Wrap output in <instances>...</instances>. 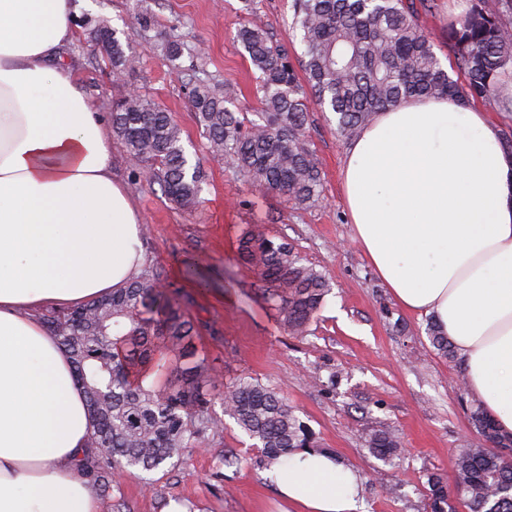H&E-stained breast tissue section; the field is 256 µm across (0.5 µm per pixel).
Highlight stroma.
Segmentation results:
<instances>
[{"label": "stroma", "mask_w": 512, "mask_h": 512, "mask_svg": "<svg viewBox=\"0 0 512 512\" xmlns=\"http://www.w3.org/2000/svg\"><path fill=\"white\" fill-rule=\"evenodd\" d=\"M73 2L77 13L122 31L138 55L135 70L114 82L93 59L84 34H77L67 58L93 106L110 115L129 88H138L174 115L188 150L205 160L202 202L185 212L133 166L120 144L112 146V174L127 185L145 225L147 265L162 271L173 297L189 299L198 349L225 378L248 377L279 388L315 444L360 474L362 512H432L428 477L436 474L446 486L454 485L453 457L472 439L470 409L477 399L462 383L460 362L432 347L428 316L402 310L354 243L341 189L346 142L320 113H311L306 140L321 170L322 199L293 208L281 195L245 182L231 164L207 160L206 140L188 107L181 71L194 64L230 80L241 111H257L255 75L235 38L247 19L242 0H150L160 25L180 23L201 50L197 61L182 58L177 69L144 40L132 0ZM258 3L274 39L296 44L292 0ZM466 6V0H435L420 18L451 73L456 67L448 53V24ZM249 225L287 238L328 280L331 292L306 335L283 330L258 291L257 275L239 260L238 238ZM192 261L212 276L213 288L201 291L183 279L181 270ZM212 412L223 421L222 433L206 438L185 464L160 477L155 490L126 477L99 512H169L174 505L181 512H282L259 463V448L225 418L221 404ZM379 431L400 438V459L384 462L370 455L367 442ZM226 454L245 458V465L224 466Z\"/></svg>", "instance_id": "stroma-1"}]
</instances>
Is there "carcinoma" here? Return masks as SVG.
Wrapping results in <instances>:
<instances>
[{"mask_svg": "<svg viewBox=\"0 0 512 512\" xmlns=\"http://www.w3.org/2000/svg\"><path fill=\"white\" fill-rule=\"evenodd\" d=\"M431 2L293 0L292 25L303 47L298 71L288 48L257 17L254 0H245L254 19L238 29L236 39L257 74V119L232 109L230 83L196 65L189 68V107L211 155L232 163L251 184L306 207L322 192L318 161L305 140L313 110L347 142L377 113L411 96L492 102L512 112V0H472L448 28V51L462 84L443 67L420 23V11L430 10ZM134 10L140 29L170 61L198 55L177 27L158 28L138 0ZM84 31L88 39L108 44L113 79L135 68L136 56L116 29L87 17ZM112 133L176 208L190 211L200 202L204 172L187 155L171 113L141 94L127 96L112 110ZM238 256L257 274L261 296L283 329L307 333L330 292L325 277L288 240L254 225L242 231ZM43 323L69 354L85 393L93 427L80 471L103 498L132 471L156 472L202 447L217 432L210 409L218 400L256 441L260 464L268 467L307 446L304 426L279 390L252 378L225 381L211 373L195 346L193 320L156 271H144L109 298L49 312ZM427 334L438 354L455 361L453 344L435 322ZM470 419L475 436L456 455L453 489L429 478L433 512H456L458 503L468 512H512V458L501 452L512 439L479 406L472 407ZM368 447L383 461L403 452L398 438L383 431Z\"/></svg>", "mask_w": 512, "mask_h": 512, "instance_id": "cac0c4a2", "label": "carcinoma"}]
</instances>
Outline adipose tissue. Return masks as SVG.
<instances>
[{
  "label": "adipose tissue",
  "mask_w": 512,
  "mask_h": 512,
  "mask_svg": "<svg viewBox=\"0 0 512 512\" xmlns=\"http://www.w3.org/2000/svg\"><path fill=\"white\" fill-rule=\"evenodd\" d=\"M71 0H0V512H97L69 356L42 322L143 270L145 228L112 176L105 118L61 59ZM352 235L405 311L453 343L469 391L512 434V155L486 113L411 97L346 151ZM291 512H358L360 477L301 448L267 471Z\"/></svg>",
  "instance_id": "adipose-tissue-1"
}]
</instances>
